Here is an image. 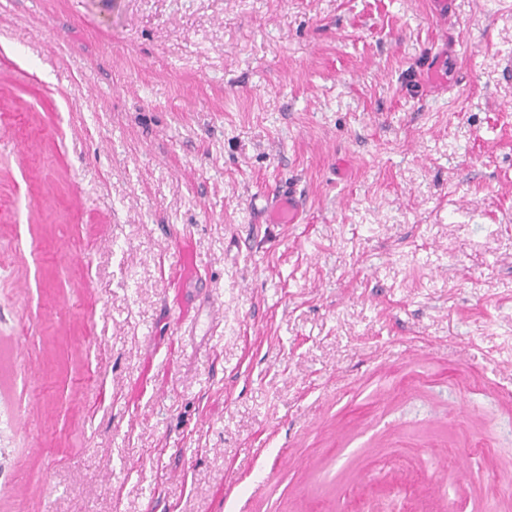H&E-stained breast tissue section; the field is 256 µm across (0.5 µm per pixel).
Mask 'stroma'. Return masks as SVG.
<instances>
[{"label": "stroma", "instance_id": "obj_1", "mask_svg": "<svg viewBox=\"0 0 512 512\" xmlns=\"http://www.w3.org/2000/svg\"><path fill=\"white\" fill-rule=\"evenodd\" d=\"M510 61L512 0H0V512H512ZM299 201L291 193H282L267 198L264 221L268 224H296L300 219Z\"/></svg>", "mask_w": 512, "mask_h": 512}]
</instances>
